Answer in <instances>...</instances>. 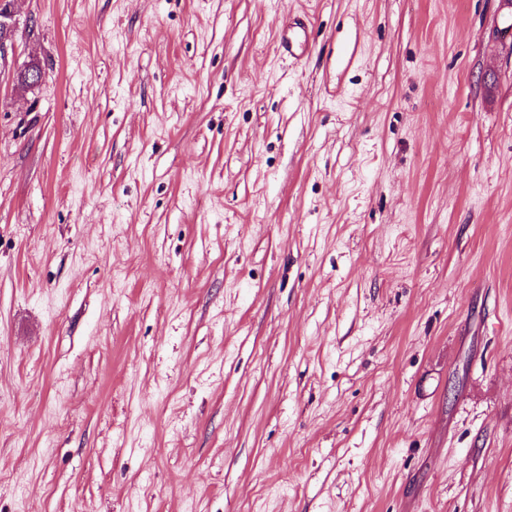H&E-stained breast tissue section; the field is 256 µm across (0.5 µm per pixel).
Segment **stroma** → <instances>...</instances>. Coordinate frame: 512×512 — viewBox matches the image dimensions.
<instances>
[{
    "mask_svg": "<svg viewBox=\"0 0 512 512\" xmlns=\"http://www.w3.org/2000/svg\"><path fill=\"white\" fill-rule=\"evenodd\" d=\"M14 10L0 512H512L502 0ZM308 46V30L305 23L288 27L280 40L281 55L289 60L301 59L307 52Z\"/></svg>",
    "mask_w": 512,
    "mask_h": 512,
    "instance_id": "stroma-1",
    "label": "stroma"
}]
</instances>
